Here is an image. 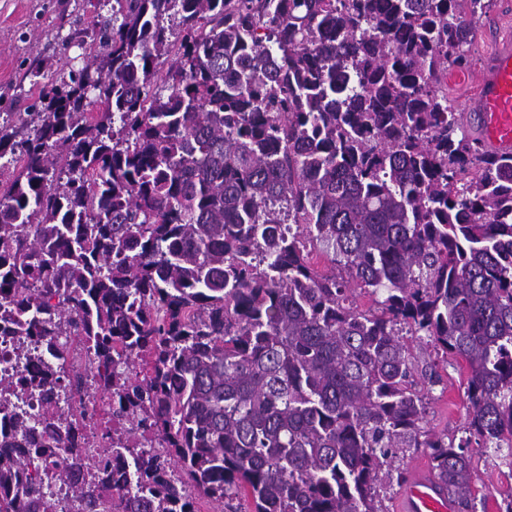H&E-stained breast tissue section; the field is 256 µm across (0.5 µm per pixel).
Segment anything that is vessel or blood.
<instances>
[{
	"label": "vessel or blood",
	"instance_id": "1",
	"mask_svg": "<svg viewBox=\"0 0 512 512\" xmlns=\"http://www.w3.org/2000/svg\"><path fill=\"white\" fill-rule=\"evenodd\" d=\"M475 98L473 126L481 145L498 154L512 153V43L500 46L481 62L471 78ZM454 505L439 495L423 472L411 473L402 512H453Z\"/></svg>",
	"mask_w": 512,
	"mask_h": 512
}]
</instances>
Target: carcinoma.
Instances as JSON below:
<instances>
[{"label":"carcinoma","mask_w":512,"mask_h":512,"mask_svg":"<svg viewBox=\"0 0 512 512\" xmlns=\"http://www.w3.org/2000/svg\"><path fill=\"white\" fill-rule=\"evenodd\" d=\"M117 2L0 130V335L82 361L0 373V414L44 387L54 432L0 440V512H56L53 479L80 512H383L411 449L467 512L470 440L424 429L404 336L465 363L466 430L512 470V154L445 84L493 0ZM6 433L9 438L15 440H22L27 444H38L40 446H51L53 443L52 431L51 429L42 428L40 430H36L33 433L25 432L21 429H12L9 426L8 419L6 420Z\"/></svg>","instance_id":"carcinoma-1"}]
</instances>
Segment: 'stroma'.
<instances>
[{
  "mask_svg": "<svg viewBox=\"0 0 512 512\" xmlns=\"http://www.w3.org/2000/svg\"><path fill=\"white\" fill-rule=\"evenodd\" d=\"M0 0V128L10 113L26 111L31 102L26 78L38 65L50 77L76 70L84 64V49L66 43L72 22H88L92 13L108 17L115 0ZM512 41V0H495L492 9L474 24L468 47L470 69H477L499 42ZM418 370H437L442 378L427 398L425 428L452 439L464 434L469 401L464 365L437 356L433 349L419 350ZM474 482L479 497L473 512H498L504 491L512 488V471L495 467L481 448H473Z\"/></svg>",
  "mask_w": 512,
  "mask_h": 512,
  "instance_id": "stroma-1",
  "label": "stroma"
}]
</instances>
